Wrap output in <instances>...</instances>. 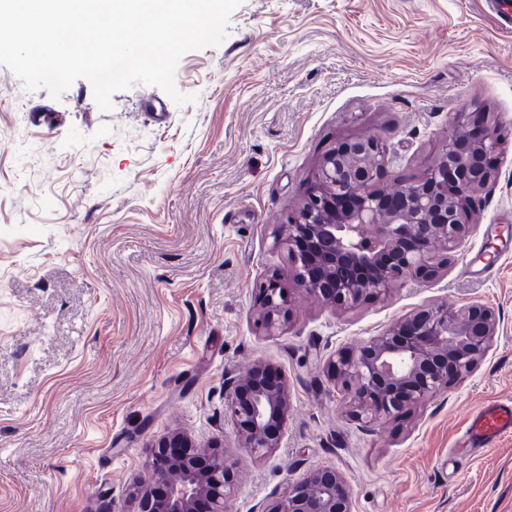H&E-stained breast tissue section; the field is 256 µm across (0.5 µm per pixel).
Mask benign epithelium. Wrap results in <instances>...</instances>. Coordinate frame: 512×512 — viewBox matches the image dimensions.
Returning <instances> with one entry per match:
<instances>
[{
  "mask_svg": "<svg viewBox=\"0 0 512 512\" xmlns=\"http://www.w3.org/2000/svg\"><path fill=\"white\" fill-rule=\"evenodd\" d=\"M497 148L487 114L454 112L434 163L387 191L379 180L395 156L380 137L336 142L319 165L316 189L288 215V252L301 269L296 284L346 310L398 281L434 277L448 259L432 262V247L461 243L468 211L494 178L489 159ZM256 290L258 320L271 332L288 315L279 277L260 281ZM495 333L496 316L483 304L420 308L357 351L331 358L327 371L350 395L351 416H394L470 373ZM224 404L239 447L263 456L279 446L289 408L288 380L280 370L259 362L245 377L227 372ZM150 448V475L130 489L133 512H196L200 500L208 503L207 512H228L235 461L200 450L179 432ZM259 512H352V500L340 472L321 466Z\"/></svg>",
  "mask_w": 512,
  "mask_h": 512,
  "instance_id": "1",
  "label": "benign epithelium"
}]
</instances>
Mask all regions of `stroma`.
<instances>
[{"instance_id": "35a3bbf8", "label": "stroma", "mask_w": 512, "mask_h": 512, "mask_svg": "<svg viewBox=\"0 0 512 512\" xmlns=\"http://www.w3.org/2000/svg\"><path fill=\"white\" fill-rule=\"evenodd\" d=\"M176 104L156 86L102 110L86 79L60 97L0 66V512H133L148 446L170 432L238 466L229 512H256L306 471H340L353 512H512V436L465 448L469 416L512 398V28L490 0H242L225 40L184 53ZM454 112L496 116V177L427 282L339 312L297 291L289 211L342 138L379 136L421 175ZM45 114L44 124L32 116ZM280 276L290 317L256 319ZM477 301L497 318L463 379L399 418L345 412L327 360L418 307ZM288 380L278 448L239 447L226 372Z\"/></svg>"}]
</instances>
